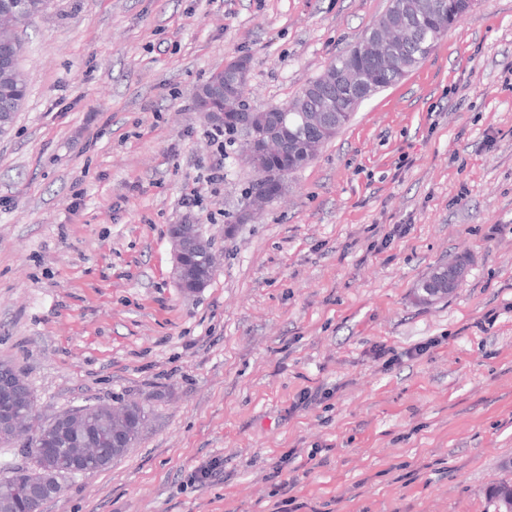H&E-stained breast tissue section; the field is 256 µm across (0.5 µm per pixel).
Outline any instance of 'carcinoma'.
Instances as JSON below:
<instances>
[{"instance_id":"1","label":"carcinoma","mask_w":512,"mask_h":512,"mask_svg":"<svg viewBox=\"0 0 512 512\" xmlns=\"http://www.w3.org/2000/svg\"><path fill=\"white\" fill-rule=\"evenodd\" d=\"M47 0H0V53L8 57V64L0 65V134L12 127L17 112L21 111L27 95V82L20 67V60L25 52V44L19 36V28L35 19L46 8ZM431 10L422 25L428 34L418 42L401 50L393 60L372 65L361 63L365 81L371 93H376L397 83L410 69L417 66L432 51L434 44L442 39L450 28L444 15L440 0H429ZM224 87V75L214 72L208 83L202 87V93L211 98L212 106L220 108ZM336 101L334 130L322 138V142L330 141L351 120L355 108L345 98L335 94L331 89L316 99H305L301 96L292 101L291 108L286 112L271 110L259 111L246 108L234 118V123L224 126V133L230 140L240 142V146L249 166L258 172H272L279 163L271 150L282 144L293 156V169L297 170L314 159V155H305L302 147L305 139L310 136L308 116L310 110L321 109L329 102ZM180 272L176 278L178 287L188 293H194L205 287L213 274V255L211 243L202 236H196V242L184 250L180 257ZM458 283L457 274L449 268L435 270L420 284L419 299L429 301L435 294L446 295ZM19 385L16 401L21 412L36 409L35 397L24 376L12 365L5 363ZM111 418L109 407L95 405L82 409L75 419V430L85 443L91 441ZM43 441L51 448L59 449V457L65 461L69 457L68 445L57 443L52 424L41 427ZM23 479L22 469L18 468L12 475L0 480V509L12 499L13 490ZM489 498L494 503L495 512H512V484L502 482L489 490Z\"/></svg>"}]
</instances>
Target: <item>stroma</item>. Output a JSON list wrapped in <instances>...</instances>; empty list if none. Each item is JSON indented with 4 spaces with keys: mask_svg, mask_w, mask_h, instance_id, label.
<instances>
[{
    "mask_svg": "<svg viewBox=\"0 0 512 512\" xmlns=\"http://www.w3.org/2000/svg\"><path fill=\"white\" fill-rule=\"evenodd\" d=\"M388 5L48 0L20 27L0 361L36 425L90 404L149 413L43 512H493L488 489L512 481V0H474L255 217L240 218L256 174L239 146L204 187L212 72L248 57L252 106L285 104ZM187 219L217 257L194 293L172 276L169 229ZM452 263L457 287L420 302ZM427 340L416 359L374 354ZM306 388L327 395L298 408ZM213 459L217 477L192 482ZM0 365L7 368L9 372L13 374L19 385V393L16 401L17 409L21 412H32L33 410L36 411L35 397L24 376L8 363L1 362Z\"/></svg>",
    "mask_w": 512,
    "mask_h": 512,
    "instance_id": "obj_1",
    "label": "stroma"
}]
</instances>
